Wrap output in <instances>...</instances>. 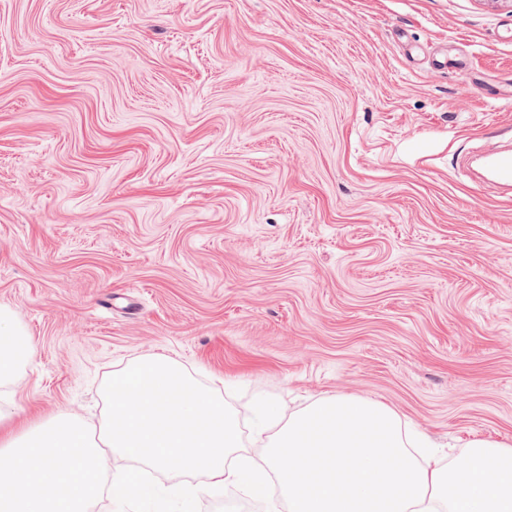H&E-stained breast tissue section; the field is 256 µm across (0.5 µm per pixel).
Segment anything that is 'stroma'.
Listing matches in <instances>:
<instances>
[{"label": "stroma", "mask_w": 512, "mask_h": 512, "mask_svg": "<svg viewBox=\"0 0 512 512\" xmlns=\"http://www.w3.org/2000/svg\"><path fill=\"white\" fill-rule=\"evenodd\" d=\"M512 0H0V307L16 421L165 355L252 403L386 404L512 443ZM199 512H287L238 484ZM489 178L505 190L512 188V150L497 152L486 160ZM34 350L14 311L0 308V384L9 383Z\"/></svg>", "instance_id": "stroma-1"}]
</instances>
